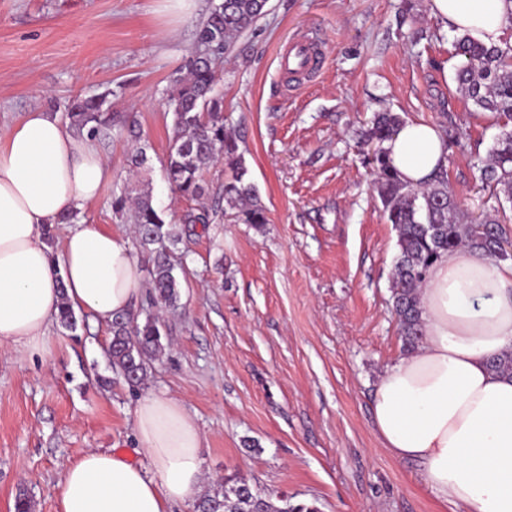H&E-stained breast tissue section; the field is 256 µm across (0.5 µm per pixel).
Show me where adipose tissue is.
I'll return each mask as SVG.
<instances>
[{
  "mask_svg": "<svg viewBox=\"0 0 512 512\" xmlns=\"http://www.w3.org/2000/svg\"><path fill=\"white\" fill-rule=\"evenodd\" d=\"M443 29L485 46L512 45L505 0H429ZM385 148L402 181L428 183L448 164L440 128L400 126ZM112 168L97 140L35 107L0 134V346L47 352L61 301L102 324L128 312L142 277L125 237L84 224L59 255L47 226L95 203ZM425 337L386 369L372 412L386 448L418 461L424 483L468 512H512V378L491 357L512 351V261L460 248L442 254L420 290ZM144 461L90 450L66 464L58 512H170L203 486L202 435L175 399L150 394L135 409Z\"/></svg>",
  "mask_w": 512,
  "mask_h": 512,
  "instance_id": "adipose-tissue-1",
  "label": "adipose tissue"
}]
</instances>
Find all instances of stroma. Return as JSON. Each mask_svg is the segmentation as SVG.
<instances>
[{
    "instance_id": "obj_1",
    "label": "stroma",
    "mask_w": 512,
    "mask_h": 512,
    "mask_svg": "<svg viewBox=\"0 0 512 512\" xmlns=\"http://www.w3.org/2000/svg\"><path fill=\"white\" fill-rule=\"evenodd\" d=\"M211 5L0 0V132L29 108L106 92L141 133L103 145L112 180L78 223L131 237L112 210L130 185L166 216L194 209L165 177L163 100ZM307 33L324 66L295 81L278 57ZM454 40L428 0H268L218 65L224 124L267 224L228 219L184 235L172 257L176 306L146 287L130 310L166 325L165 350L140 384L113 370L108 327L85 312L76 332L51 325L48 353L0 347V512L21 494L31 512H57L63 467L87 451L137 459L134 409L151 392L198 425L205 491L238 475L321 512H467L424 485L418 463L392 456L373 421L378 381L407 351L392 312L398 233L361 137L378 112L439 126L461 214L505 210L512 237V202L483 190L478 171L502 121L478 115L455 82ZM138 145L147 162L136 174L127 159ZM129 246L139 248L132 237Z\"/></svg>"
}]
</instances>
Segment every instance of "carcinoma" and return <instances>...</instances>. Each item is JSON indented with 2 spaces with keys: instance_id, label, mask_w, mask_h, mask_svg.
<instances>
[{
  "instance_id": "1",
  "label": "carcinoma",
  "mask_w": 512,
  "mask_h": 512,
  "mask_svg": "<svg viewBox=\"0 0 512 512\" xmlns=\"http://www.w3.org/2000/svg\"><path fill=\"white\" fill-rule=\"evenodd\" d=\"M267 2L214 3L197 31L198 51L189 60L186 74L174 79L167 90L165 105L172 112L173 132L165 173L174 190L198 201L206 195L201 172L207 164L221 159L233 171L232 179L215 189L210 204L201 205L197 213L185 215V224L219 223L224 220L226 205L235 210L234 218L239 224L268 223L255 185L245 180L247 168L238 143L225 129L224 95L218 88L216 70L217 62L260 19ZM455 50L463 58L455 80L466 97L479 110L511 121L512 46L487 47L462 36L457 39ZM65 117L71 126L101 142L110 140L118 126L117 114L107 106L105 94L72 98ZM401 124L399 116L382 112L364 137L366 142L376 145L375 190L388 222L398 232L399 253L392 272L393 310L404 346L411 350L424 336L419 290L442 253L464 246L495 261L510 260L512 255L500 250L508 235L498 221L459 216L444 173H438L424 189H415L400 179L390 165L385 143ZM480 179L488 190H499L512 201V130L503 132L493 145L490 163L480 168ZM126 202L124 194L115 197L113 212L120 217L130 214L136 238L148 254L147 272L155 300L174 306L180 288L170 252V247L181 240L176 222L166 220L145 192L137 195L129 210ZM57 320L66 330L77 328L75 311L65 300ZM111 333L108 354L112 367L130 382H141L151 361L164 348V323L151 315L141 323L122 313L112 319ZM490 367L496 373L512 376V351L493 358ZM196 512H320V508L314 503H294L284 494L262 493L246 479L230 476L224 478L223 492L199 499Z\"/></svg>"
}]
</instances>
